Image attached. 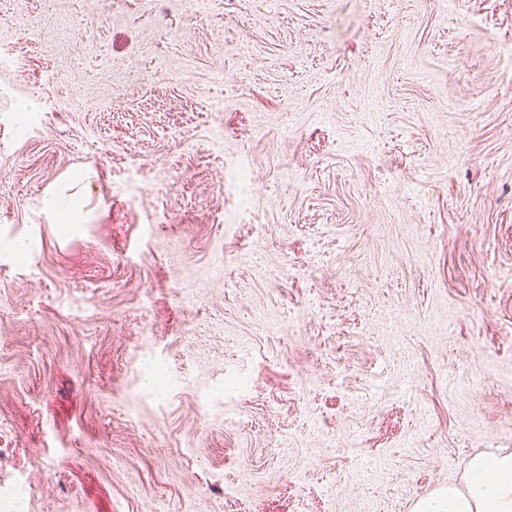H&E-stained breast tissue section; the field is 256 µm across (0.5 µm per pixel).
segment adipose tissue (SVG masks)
<instances>
[{
  "instance_id": "1",
  "label": "adipose tissue",
  "mask_w": 512,
  "mask_h": 512,
  "mask_svg": "<svg viewBox=\"0 0 512 512\" xmlns=\"http://www.w3.org/2000/svg\"><path fill=\"white\" fill-rule=\"evenodd\" d=\"M95 179V170L87 167L67 174L47 191L44 209L59 239L79 236L98 208ZM412 512H512V452L473 456L462 485L420 497Z\"/></svg>"
}]
</instances>
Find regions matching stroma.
<instances>
[{
	"instance_id": "stroma-1",
	"label": "stroma",
	"mask_w": 512,
	"mask_h": 512,
	"mask_svg": "<svg viewBox=\"0 0 512 512\" xmlns=\"http://www.w3.org/2000/svg\"><path fill=\"white\" fill-rule=\"evenodd\" d=\"M1 56L0 512H411L512 451V0H0ZM95 179V170L87 167L67 174L47 191L44 209L60 240L79 236L101 204L93 191Z\"/></svg>"
}]
</instances>
